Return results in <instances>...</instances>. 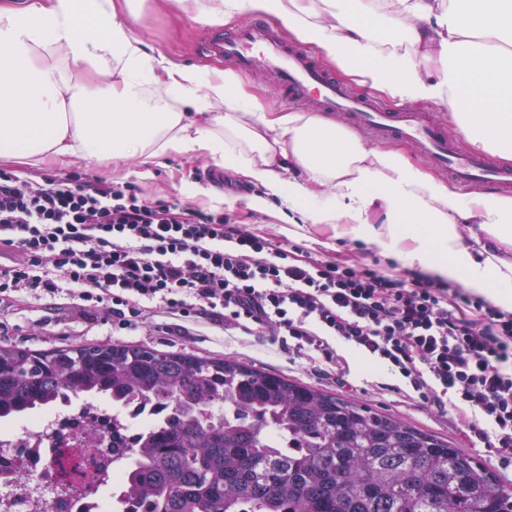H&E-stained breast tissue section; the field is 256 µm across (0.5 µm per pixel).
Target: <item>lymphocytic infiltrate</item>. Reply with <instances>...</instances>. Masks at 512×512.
I'll list each match as a JSON object with an SVG mask.
<instances>
[{"label":"lymphocytic infiltrate","mask_w":512,"mask_h":512,"mask_svg":"<svg viewBox=\"0 0 512 512\" xmlns=\"http://www.w3.org/2000/svg\"><path fill=\"white\" fill-rule=\"evenodd\" d=\"M0 308L67 295L81 314L128 328L165 313L225 331L262 332L350 370L343 340L404 379L420 403L451 410L461 431L512 454V312L416 270L289 251L223 213L152 200L129 183L40 181L0 170Z\"/></svg>","instance_id":"lymphocytic-infiltrate-1"}]
</instances>
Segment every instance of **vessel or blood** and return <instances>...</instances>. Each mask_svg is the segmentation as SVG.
Listing matches in <instances>:
<instances>
[{"label": "vessel or blood", "mask_w": 512, "mask_h": 512, "mask_svg": "<svg viewBox=\"0 0 512 512\" xmlns=\"http://www.w3.org/2000/svg\"><path fill=\"white\" fill-rule=\"evenodd\" d=\"M201 50L218 55L242 72H270L285 101L314 103L332 112L349 113L360 128L378 137L398 134L464 186L493 184L512 189V169L458 150L442 121L404 108L389 112L326 77L305 49L289 44L273 24L255 19L229 34L206 35Z\"/></svg>", "instance_id": "1"}]
</instances>
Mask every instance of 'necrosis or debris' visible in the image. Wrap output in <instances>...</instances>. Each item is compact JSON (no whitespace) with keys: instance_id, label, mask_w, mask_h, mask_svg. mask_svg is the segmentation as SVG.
<instances>
[{"instance_id":"1","label":"necrosis or debris","mask_w":512,"mask_h":512,"mask_svg":"<svg viewBox=\"0 0 512 512\" xmlns=\"http://www.w3.org/2000/svg\"><path fill=\"white\" fill-rule=\"evenodd\" d=\"M112 466V418L71 409L42 413L0 431V512H110L111 499L84 495Z\"/></svg>"}]
</instances>
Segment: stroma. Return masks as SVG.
<instances>
[{"mask_svg":"<svg viewBox=\"0 0 512 512\" xmlns=\"http://www.w3.org/2000/svg\"><path fill=\"white\" fill-rule=\"evenodd\" d=\"M139 30L151 47L178 63L215 68L225 65L223 59L204 57L200 51L206 26L174 6L159 8L155 0H146ZM220 170V165L210 157L191 154L168 155L147 164L135 159H115L108 163L83 161L70 166L13 168L15 174L26 178L74 176L87 183L129 182L151 199L176 200L202 209L220 205L230 220L255 225L289 247L310 251L313 256L344 255L364 268L389 274L404 272L403 263L394 253L380 250L368 238L351 230H338L328 224L289 223L287 208L273 199L258 206L264 190L235 174H228L222 185L208 179V172ZM168 323V317L160 315L137 328L122 330L105 315L95 320L83 318L70 305L68 297H61L52 311L46 310L43 302L32 299L0 311V345L39 352L72 345L125 344L206 358L232 357L392 414L415 428L445 438L512 490V458L501 457L482 443L465 441L451 412H437L396 393L398 377L342 341H335L334 346L350 367V384L346 387L317 371L305 356L283 348L270 337L240 332L228 336L223 327L203 319L186 322L181 333L176 334L169 330Z\"/></svg>","mask_w":512,"mask_h":512,"instance_id":"1","label":"stroma"}]
</instances>
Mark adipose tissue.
Masks as SVG:
<instances>
[{
	"label": "adipose tissue",
	"instance_id": "ef3b65f1",
	"mask_svg": "<svg viewBox=\"0 0 512 512\" xmlns=\"http://www.w3.org/2000/svg\"><path fill=\"white\" fill-rule=\"evenodd\" d=\"M144 0H0V159L209 155L305 224H350L403 264L512 312V195L455 186L326 112H272L232 70L179 64L131 21ZM217 26L278 20L345 79L395 105L443 104L477 151L512 161V0H174ZM383 209L375 227V209ZM488 247L471 252L458 225Z\"/></svg>",
	"mask_w": 512,
	"mask_h": 512
}]
</instances>
